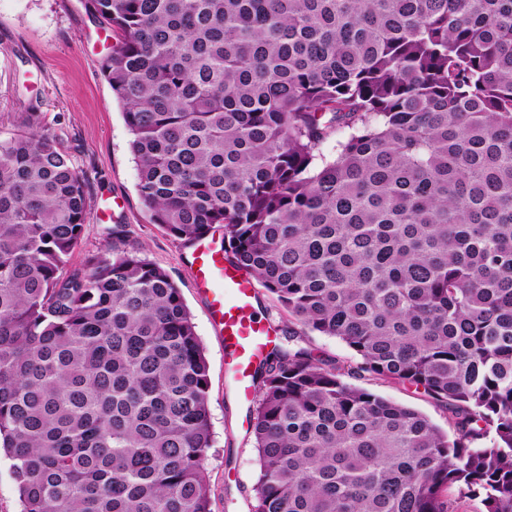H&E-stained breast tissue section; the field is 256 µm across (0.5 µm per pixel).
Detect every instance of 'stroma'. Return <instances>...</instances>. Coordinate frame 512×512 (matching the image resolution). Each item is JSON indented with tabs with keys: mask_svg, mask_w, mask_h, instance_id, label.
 <instances>
[{
	"mask_svg": "<svg viewBox=\"0 0 512 512\" xmlns=\"http://www.w3.org/2000/svg\"><path fill=\"white\" fill-rule=\"evenodd\" d=\"M113 34L84 0H0V137L25 130L38 107L43 123L87 178L89 214L70 266L81 269L112 252V227H127V244L170 273L191 313L209 367V407L214 446L207 452L211 512H249L257 471L248 406L224 370V346L196 293L180 240L149 221L137 194V170L122 109L100 70ZM358 386L418 410L447 433V409L423 390L367 375Z\"/></svg>",
	"mask_w": 512,
	"mask_h": 512,
	"instance_id": "stroma-1",
	"label": "stroma"
}]
</instances>
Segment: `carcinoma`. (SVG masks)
Returning <instances> with one entry per match:
<instances>
[{"mask_svg": "<svg viewBox=\"0 0 512 512\" xmlns=\"http://www.w3.org/2000/svg\"><path fill=\"white\" fill-rule=\"evenodd\" d=\"M116 35L150 223L220 227L292 318L259 366L250 512H512V0H85ZM0 139V450L22 512H211L204 348L121 240L66 267L86 180ZM336 138V155L322 146ZM344 342L347 369L301 345ZM409 384L420 412L348 382ZM348 381L394 402L418 410L432 424L447 432L450 437L455 435V427L448 415V410L437 405L424 394L423 390L416 389V387L408 384H398L376 379L368 374L360 379H348Z\"/></svg>", "mask_w": 512, "mask_h": 512, "instance_id": "1", "label": "carcinoma"}]
</instances>
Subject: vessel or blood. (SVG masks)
Here are the masks:
<instances>
[{"label": "vessel or blood", "instance_id": "vessel-or-blood-1", "mask_svg": "<svg viewBox=\"0 0 512 512\" xmlns=\"http://www.w3.org/2000/svg\"><path fill=\"white\" fill-rule=\"evenodd\" d=\"M193 284L205 301L214 333L224 345V366L241 401L253 397V372L274 330L259 314L254 280L230 260L222 241L206 234L187 247Z\"/></svg>", "mask_w": 512, "mask_h": 512}]
</instances>
